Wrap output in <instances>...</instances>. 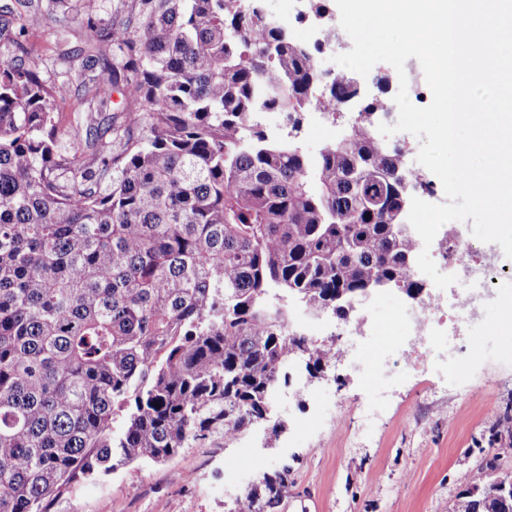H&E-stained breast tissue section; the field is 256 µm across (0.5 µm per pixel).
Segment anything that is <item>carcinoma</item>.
Returning a JSON list of instances; mask_svg holds the SVG:
<instances>
[{
    "label": "carcinoma",
    "mask_w": 512,
    "mask_h": 512,
    "mask_svg": "<svg viewBox=\"0 0 512 512\" xmlns=\"http://www.w3.org/2000/svg\"><path fill=\"white\" fill-rule=\"evenodd\" d=\"M81 18L88 43L39 52ZM0 512H47L64 488L262 416L286 366L332 347L288 326L284 295L332 312L381 288L417 294L399 235L401 150L370 135L387 104L311 159L302 114L330 115L352 77L248 0H72L0 6ZM120 102L113 106V95ZM275 112L285 134L259 117ZM121 430L114 431L116 419ZM478 470L502 477L512 437ZM264 472L235 512L274 509ZM466 490L451 512H486Z\"/></svg>",
    "instance_id": "cac0c4a2"
}]
</instances>
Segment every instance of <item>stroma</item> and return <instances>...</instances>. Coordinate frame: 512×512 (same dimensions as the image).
<instances>
[{"label": "stroma", "instance_id": "obj_1", "mask_svg": "<svg viewBox=\"0 0 512 512\" xmlns=\"http://www.w3.org/2000/svg\"><path fill=\"white\" fill-rule=\"evenodd\" d=\"M264 7L273 20L316 43L322 23L309 15L308 0H264ZM358 84L359 96L327 126L304 114L299 141L309 157L334 142L347 120L373 100L389 102L384 122L396 123V70L377 63ZM386 142L402 147L407 167L420 175L425 187L418 197L444 203L440 180L416 161L420 139L399 132ZM407 299L402 290H383L362 332L379 343L399 335L394 309ZM496 320V304L487 302L480 320L460 337L463 378L452 381L433 369L406 375L390 388L368 432L359 427L376 393L370 378L340 364L313 380L299 363L294 378L311 390H275L270 421L231 441L214 429L171 461L136 462L74 486L50 502L49 512H230L253 478L230 482L226 476L246 457L264 471L287 469L288 492L274 512H449L464 478L478 477L477 459L491 452L490 436L512 406V335L490 332Z\"/></svg>", "mask_w": 512, "mask_h": 512}]
</instances>
